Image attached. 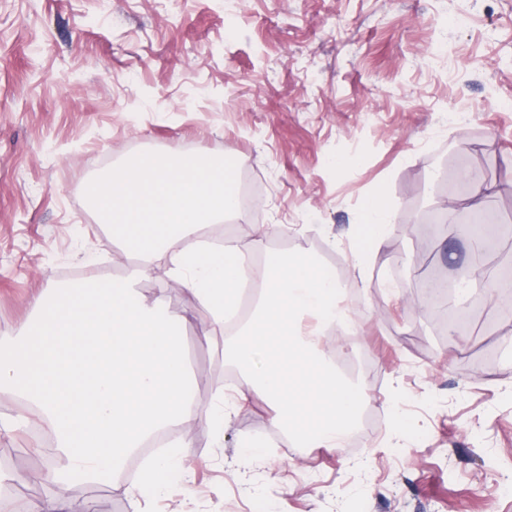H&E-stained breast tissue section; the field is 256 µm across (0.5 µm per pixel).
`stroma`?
<instances>
[{
  "mask_svg": "<svg viewBox=\"0 0 512 512\" xmlns=\"http://www.w3.org/2000/svg\"><path fill=\"white\" fill-rule=\"evenodd\" d=\"M145 149L238 161L255 195L223 236L278 224L270 251L334 272L359 323L336 363L363 419L344 447L311 448L257 397L223 435L184 426L188 486L147 503L77 483L66 512H512V316L464 290L467 237L441 207L466 184H440L480 169L485 214L512 225V0H0L1 341L44 289L127 274L83 186ZM377 191L394 219L362 282L349 232ZM434 273L454 306L424 289ZM138 288L191 312L186 361L210 404L238 378L224 332L197 338L205 319L165 262ZM0 418V490L23 512L48 492L34 476L55 438L20 401Z\"/></svg>",
  "mask_w": 512,
  "mask_h": 512,
  "instance_id": "35a3bbf8",
  "label": "stroma"
}]
</instances>
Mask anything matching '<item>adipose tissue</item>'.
Here are the masks:
<instances>
[{
	"instance_id": "adipose-tissue-1",
	"label": "adipose tissue",
	"mask_w": 512,
	"mask_h": 512,
	"mask_svg": "<svg viewBox=\"0 0 512 512\" xmlns=\"http://www.w3.org/2000/svg\"><path fill=\"white\" fill-rule=\"evenodd\" d=\"M84 198L113 244L136 263L120 279L38 296L22 340L0 342V398L37 407L59 453L39 476L50 493L25 512H64L77 482L115 485L135 451L159 433L173 438L167 452L123 491L147 501L165 495L190 475L192 442L174 438L176 428L192 420L223 432L256 394L271 409L272 428L314 448L343 447L361 411L360 390L336 370L342 346L321 338L329 331L353 334L345 290L309 255L269 251L268 240L280 232L275 224L262 225L245 245L203 243V230L219 229L240 210L234 164L214 153L141 152L88 180ZM391 220L382 194L364 201L351 239L355 276H363L364 260ZM258 255L263 264L255 263ZM161 260L215 329L223 327L225 312L236 311L243 285L257 286L249 315L224 344L225 362L241 375L231 400L196 402L184 317L138 290Z\"/></svg>"
}]
</instances>
